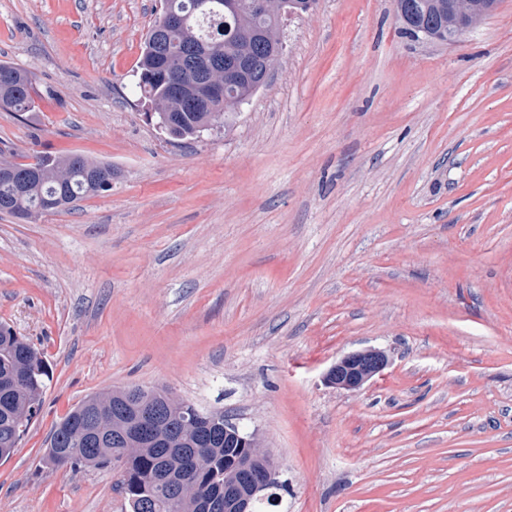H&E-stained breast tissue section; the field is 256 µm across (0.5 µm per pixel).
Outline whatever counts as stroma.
Instances as JSON below:
<instances>
[{
	"instance_id": "obj_1",
	"label": "stroma",
	"mask_w": 512,
	"mask_h": 512,
	"mask_svg": "<svg viewBox=\"0 0 512 512\" xmlns=\"http://www.w3.org/2000/svg\"><path fill=\"white\" fill-rule=\"evenodd\" d=\"M160 0H0L37 111L0 153L111 163V191L0 213V322L52 379L0 512H122L112 469L40 466L87 395L165 387L268 448L280 512H512V0L416 42L391 0H315L227 128L174 141L135 91ZM377 347L361 389L323 376Z\"/></svg>"
}]
</instances>
